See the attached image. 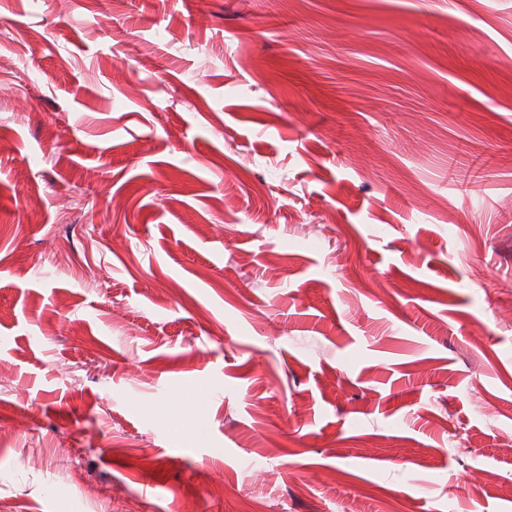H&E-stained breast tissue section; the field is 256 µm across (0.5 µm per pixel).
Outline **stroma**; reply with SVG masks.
Listing matches in <instances>:
<instances>
[{
	"label": "stroma",
	"instance_id": "stroma-1",
	"mask_svg": "<svg viewBox=\"0 0 512 512\" xmlns=\"http://www.w3.org/2000/svg\"><path fill=\"white\" fill-rule=\"evenodd\" d=\"M0 56V512H512L454 482H512V0H0ZM495 482V475L489 470L463 466L457 471L456 484L462 489H467L480 494L490 488Z\"/></svg>",
	"mask_w": 512,
	"mask_h": 512
}]
</instances>
